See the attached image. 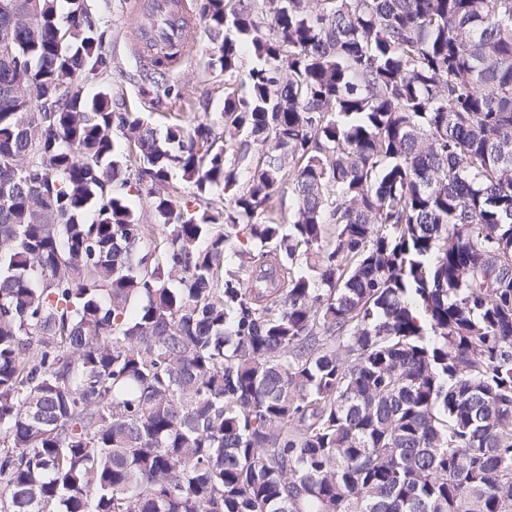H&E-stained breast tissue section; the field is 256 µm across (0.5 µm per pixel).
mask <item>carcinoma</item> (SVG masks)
<instances>
[{
	"instance_id": "1",
	"label": "carcinoma",
	"mask_w": 512,
	"mask_h": 512,
	"mask_svg": "<svg viewBox=\"0 0 512 512\" xmlns=\"http://www.w3.org/2000/svg\"><path fill=\"white\" fill-rule=\"evenodd\" d=\"M58 2L0 0V512H512V0H187L162 134ZM212 43L203 24L197 35V51L175 74L174 80L189 86L197 98L196 109L184 112L185 119L193 123L209 116L215 117L224 105V86L220 79H211L207 61L210 58Z\"/></svg>"
}]
</instances>
